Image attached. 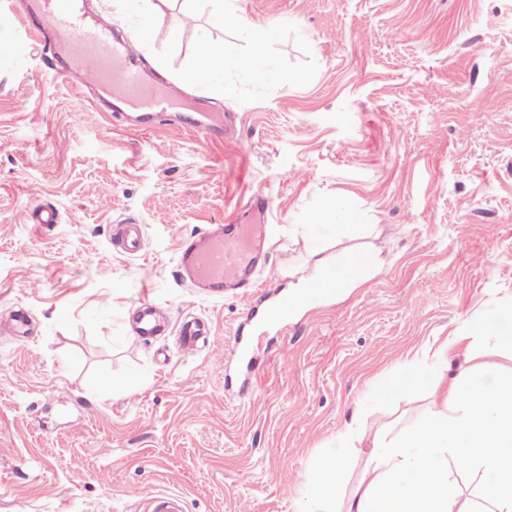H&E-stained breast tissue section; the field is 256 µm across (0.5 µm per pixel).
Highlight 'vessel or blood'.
Returning <instances> with one entry per match:
<instances>
[{
	"label": "vessel or blood",
	"mask_w": 512,
	"mask_h": 512,
	"mask_svg": "<svg viewBox=\"0 0 512 512\" xmlns=\"http://www.w3.org/2000/svg\"><path fill=\"white\" fill-rule=\"evenodd\" d=\"M26 16L32 21V39L46 55H67L97 88L111 96V116L116 125H123L132 111L163 120L182 109L179 99L165 93L147 76L133 40L117 36L109 24L91 16L85 7L76 2L64 8L58 0H29ZM223 125V115L207 113L192 130L201 143L207 144ZM269 211V198L257 195L225 227L181 237L178 269L182 279L206 288H252L251 274L269 230L254 217ZM112 236L127 255H138L143 248V228L132 221L113 225ZM131 306L138 319L137 339L144 341L157 335L160 326L149 301L138 297ZM297 311L287 295L267 291L250 308L248 319L255 332L262 335L286 327L289 316ZM177 335L180 348L192 353L198 350L206 331L201 322L185 321ZM140 506L143 512H185L184 499L177 493L149 497L141 500Z\"/></svg>",
	"instance_id": "obj_1"
}]
</instances>
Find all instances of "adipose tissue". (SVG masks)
I'll use <instances>...</instances> for the list:
<instances>
[{"label": "adipose tissue", "instance_id": "obj_1", "mask_svg": "<svg viewBox=\"0 0 512 512\" xmlns=\"http://www.w3.org/2000/svg\"><path fill=\"white\" fill-rule=\"evenodd\" d=\"M271 35L268 29L257 32L254 51L245 58L230 47L213 50L211 59L197 61L191 80L220 83L229 68L269 74L263 45ZM382 264L376 249L340 250L303 268L290 296L305 303L313 284L341 296L366 282ZM461 342L457 336L437 346L424 344L406 363L391 385L399 398L427 389L439 372L451 375L447 389L434 398L418 429L358 437L370 452L356 487L341 503L336 500L338 475L358 438L348 429L326 443L323 462L312 477L307 512H512V376L490 364L477 371L451 369ZM452 464L478 478L479 497L466 495L449 481Z\"/></svg>", "mask_w": 512, "mask_h": 512}]
</instances>
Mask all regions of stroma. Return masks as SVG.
<instances>
[{"label": "stroma", "instance_id": "35a3bbf8", "mask_svg": "<svg viewBox=\"0 0 512 512\" xmlns=\"http://www.w3.org/2000/svg\"><path fill=\"white\" fill-rule=\"evenodd\" d=\"M189 104L234 115L200 145L164 124L114 127L0 11V512H140L179 493L186 512H304L326 442L347 427L422 424L428 394L374 395L425 341L512 309V0H86ZM264 53L276 75L188 84L203 45ZM271 202L281 286L313 264L336 202L376 225L384 263L307 306L256 357L246 399L224 388V350L248 300L180 282L181 235ZM55 224H31L35 205ZM145 226L131 257L111 240ZM206 322L199 352L136 341L130 302ZM19 305L34 332L5 325ZM112 236L118 239L125 254L136 256L143 248L144 233L141 224H135L131 220L113 224Z\"/></svg>", "mask_w": 512, "mask_h": 512}]
</instances>
